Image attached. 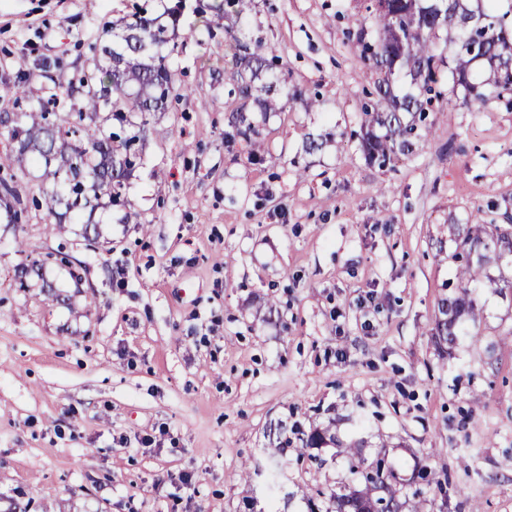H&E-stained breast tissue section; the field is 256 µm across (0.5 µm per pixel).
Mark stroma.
<instances>
[{"mask_svg":"<svg viewBox=\"0 0 512 512\" xmlns=\"http://www.w3.org/2000/svg\"><path fill=\"white\" fill-rule=\"evenodd\" d=\"M182 3L166 58L178 90L139 145L125 207L98 236L0 208V512H245L266 472L293 494L351 479L339 448L299 461L278 422L335 424L424 512H512V295L479 289V337L431 336L455 275L449 222L512 216V95L459 106L394 166L358 134L374 91L362 0H248L233 36L207 0H0V88L19 119L93 70L111 23ZM263 41L264 83L317 95L231 124L236 61ZM323 141L307 152L308 139ZM57 252L81 265L20 276ZM261 476L240 481L245 461Z\"/></svg>","mask_w":512,"mask_h":512,"instance_id":"1","label":"stroma"}]
</instances>
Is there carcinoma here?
I'll list each match as a JSON object with an SVG mask.
<instances>
[{
	"label": "carcinoma",
	"instance_id": "cac0c4a2",
	"mask_svg": "<svg viewBox=\"0 0 512 512\" xmlns=\"http://www.w3.org/2000/svg\"><path fill=\"white\" fill-rule=\"evenodd\" d=\"M366 11L375 36L368 37L362 27L356 39L362 47L361 58L373 63L376 73L378 100L364 107L366 119L360 134V146L369 161L384 167L418 150L428 118L426 103L436 100L445 110L484 104L494 93L512 92V73L505 72L512 68V29L505 17L485 10L480 25H467L458 0H366ZM169 16L171 25H176V12ZM169 26L141 16L116 20L112 28L121 30V43L102 49L109 65L95 66L78 79V86L68 90L78 95L76 111L66 120L69 127L51 122L44 103L24 113V123L9 126L16 146L0 155V203L9 208L11 220L18 222L27 213L17 173L36 164L44 166L54 183L41 191L35 205L57 224L94 208V200L106 197L111 204L118 202L124 180L135 166V142L150 126V114L163 110L174 91L161 55L171 40ZM242 52L250 75H241L237 88L246 103L253 96V83L266 70L267 48L258 43L242 47ZM404 72L411 76L417 93L399 99L393 87ZM445 76L452 81L448 97L440 90ZM266 92L269 97L259 100L266 111L276 109L281 96L299 100L307 109L314 104L296 89L269 85ZM103 112L120 123L127 121L129 112L140 114L137 132L123 136L108 130L101 124ZM244 112L240 109L233 126L239 137L251 143L258 132ZM62 203L66 212L59 213L57 206ZM448 229L457 244L453 258L458 266L456 283L440 300L439 317L431 329L440 348L454 345L462 336L479 335L473 294L478 288L503 292L504 279L491 270L512 257V225L503 229L477 218L466 226L450 224ZM296 435L300 456L310 459L314 455L309 450L336 441L327 427L309 432L299 429ZM344 452L353 459L352 481L362 488L344 485L328 493L317 489L307 499L309 512H316V501L321 498L329 502L326 512H423L421 492H402L385 458L367 463L354 446Z\"/></svg>",
	"mask_w": 512,
	"mask_h": 512
}]
</instances>
